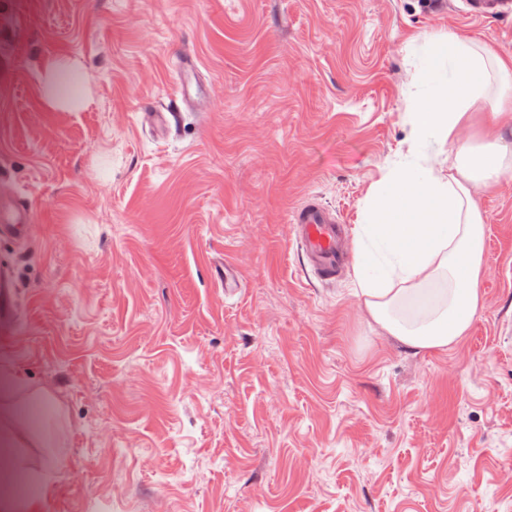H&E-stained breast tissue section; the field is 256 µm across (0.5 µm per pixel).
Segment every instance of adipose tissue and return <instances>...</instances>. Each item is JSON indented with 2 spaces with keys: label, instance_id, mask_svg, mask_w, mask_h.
Segmentation results:
<instances>
[{
  "label": "adipose tissue",
  "instance_id": "obj_1",
  "mask_svg": "<svg viewBox=\"0 0 512 512\" xmlns=\"http://www.w3.org/2000/svg\"><path fill=\"white\" fill-rule=\"evenodd\" d=\"M451 78L433 80L429 97L411 114L420 134L448 144L447 175L435 168L405 166L374 192L358 232L373 252L358 256V267L375 265L374 277L358 276L357 287L371 318L415 350H444L466 336L482 306L479 288L485 242L475 186L493 184L508 168L512 140L498 119L512 102L488 97L491 72H512V59L491 57L460 37L447 40ZM66 58L49 61L41 76L44 103L74 112L81 100L64 88L76 72ZM488 98L492 120L482 145L458 137L469 109Z\"/></svg>",
  "mask_w": 512,
  "mask_h": 512
}]
</instances>
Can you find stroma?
<instances>
[{"label":"stroma","instance_id":"1","mask_svg":"<svg viewBox=\"0 0 512 512\" xmlns=\"http://www.w3.org/2000/svg\"><path fill=\"white\" fill-rule=\"evenodd\" d=\"M0 181L35 238L15 284L0 431L39 512H512V169L474 189L483 305L443 351L375 323L353 269L321 281L287 222L310 196L361 223L398 164L448 168L410 114L451 33L512 57V15L464 0H11ZM214 102L167 136L177 59ZM75 58L89 98L51 112ZM241 271L228 299L210 273ZM78 73V67L66 58H57L49 61L44 67L41 76V93L44 103L52 109L75 112L84 99L83 92L78 93V98L73 100L63 85L67 75Z\"/></svg>","mask_w":512,"mask_h":512}]
</instances>
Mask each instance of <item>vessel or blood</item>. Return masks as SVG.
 Here are the masks:
<instances>
[{"label":"vessel or blood","mask_w":512,"mask_h":512,"mask_svg":"<svg viewBox=\"0 0 512 512\" xmlns=\"http://www.w3.org/2000/svg\"><path fill=\"white\" fill-rule=\"evenodd\" d=\"M296 240L303 248L306 261L319 278L330 280L345 265L341 250L344 227L335 212L317 197L311 196L290 215ZM35 226L28 198L18 196L9 184L0 183V236L25 240L33 236ZM215 280L225 295H235L241 281L235 266L216 267ZM13 282L7 268H0V322L12 319Z\"/></svg>","instance_id":"b4317fda"}]
</instances>
